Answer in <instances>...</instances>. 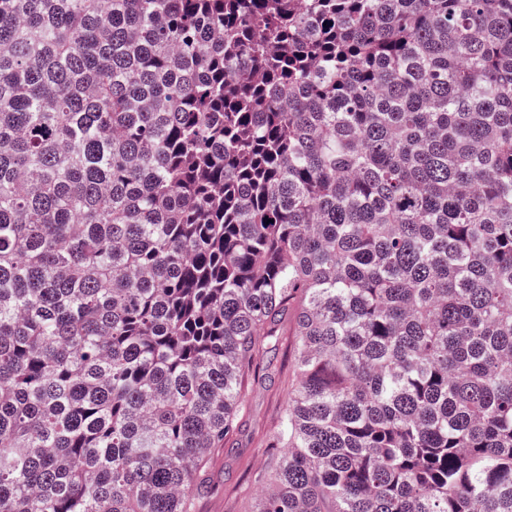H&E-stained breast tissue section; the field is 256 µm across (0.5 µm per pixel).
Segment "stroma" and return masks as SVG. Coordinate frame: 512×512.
I'll list each match as a JSON object with an SVG mask.
<instances>
[{
  "instance_id": "1",
  "label": "stroma",
  "mask_w": 512,
  "mask_h": 512,
  "mask_svg": "<svg viewBox=\"0 0 512 512\" xmlns=\"http://www.w3.org/2000/svg\"><path fill=\"white\" fill-rule=\"evenodd\" d=\"M294 343V336L282 337L263 357L267 371L248 379L247 411L229 447L211 449L199 478L202 488L194 498L195 512H251L254 508V478L266 472L270 462L266 443L276 431L297 383Z\"/></svg>"
}]
</instances>
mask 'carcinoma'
<instances>
[{
    "mask_svg": "<svg viewBox=\"0 0 512 512\" xmlns=\"http://www.w3.org/2000/svg\"><path fill=\"white\" fill-rule=\"evenodd\" d=\"M512 512V0H0V512ZM281 336L275 349L263 357L271 364L260 377L249 376L245 388L247 411L232 436L230 447L212 448L197 483L203 486L194 497L195 512H249L255 507L254 477L270 470L267 441L277 429L297 378L294 373L292 336ZM232 448V449H231Z\"/></svg>",
    "mask_w": 512,
    "mask_h": 512,
    "instance_id": "1",
    "label": "carcinoma"
}]
</instances>
